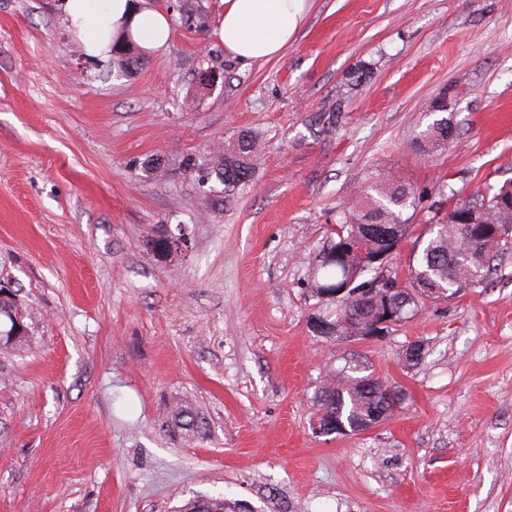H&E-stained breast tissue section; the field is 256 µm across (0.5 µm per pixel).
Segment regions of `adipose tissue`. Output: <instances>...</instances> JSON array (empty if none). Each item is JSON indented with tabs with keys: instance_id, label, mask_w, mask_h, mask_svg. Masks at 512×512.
Listing matches in <instances>:
<instances>
[{
	"instance_id": "obj_1",
	"label": "adipose tissue",
	"mask_w": 512,
	"mask_h": 512,
	"mask_svg": "<svg viewBox=\"0 0 512 512\" xmlns=\"http://www.w3.org/2000/svg\"><path fill=\"white\" fill-rule=\"evenodd\" d=\"M215 36L245 63L280 57L302 26L311 0H221ZM63 12L85 55L109 59L113 42H134L151 52L171 37L168 14L145 0H62Z\"/></svg>"
}]
</instances>
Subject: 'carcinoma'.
Masks as SVG:
<instances>
[{
	"mask_svg": "<svg viewBox=\"0 0 512 512\" xmlns=\"http://www.w3.org/2000/svg\"><path fill=\"white\" fill-rule=\"evenodd\" d=\"M134 44L112 49L121 70L137 66L139 57L130 55ZM451 136L448 120L435 121L416 138L414 148L422 154L442 149ZM255 136L243 133L224 145L216 157V174L224 184V194L234 195L251 183L254 173ZM512 185L497 189L478 188L463 198L450 191L457 201L442 216L426 225V239L416 242L410 253L407 271L399 275L389 266L388 252L403 243L411 229L404 211L416 206V191L394 175L379 173L360 198L347 208L329 230L317 249L307 275V287L318 303L333 307L327 313L317 310L309 323L313 331L325 336H351L348 317H366L371 307L365 300L348 302L356 288L373 287L380 281L392 283V306L401 309L403 323L427 304L446 300L460 292L481 288L493 273L495 258L509 250V242L497 238L501 227H512ZM17 303L0 300V316L8 318L9 336L16 328ZM393 387L363 373L357 365L350 372L330 380L322 390L317 420L326 424L324 434L362 430L375 412L387 410L385 395ZM179 512H227L223 497L194 498Z\"/></svg>",
	"mask_w": 512,
	"mask_h": 512,
	"instance_id": "carcinoma-1",
	"label": "carcinoma"
}]
</instances>
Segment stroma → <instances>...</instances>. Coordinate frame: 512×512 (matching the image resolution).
I'll list each match as a JSON object with an SVG mask.
<instances>
[{
    "label": "stroma",
    "instance_id": "stroma-1",
    "mask_svg": "<svg viewBox=\"0 0 512 512\" xmlns=\"http://www.w3.org/2000/svg\"><path fill=\"white\" fill-rule=\"evenodd\" d=\"M148 2L172 38L123 72L84 56L60 0H0V282L29 334L0 352V512H179L199 495L233 512H512V250L488 287L374 340L313 333L302 283L380 170L419 194L401 272L448 209L439 185L512 181V0H313L284 54L247 67L214 36L221 0ZM440 101L453 134L419 154ZM242 131L261 152L228 197L212 158ZM353 364L401 409L314 434Z\"/></svg>",
    "mask_w": 512,
    "mask_h": 512
}]
</instances>
